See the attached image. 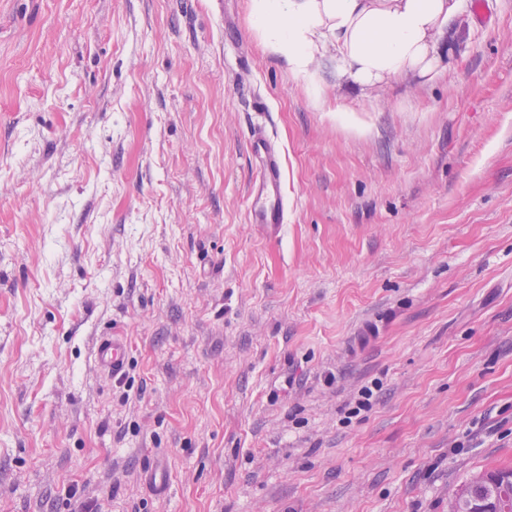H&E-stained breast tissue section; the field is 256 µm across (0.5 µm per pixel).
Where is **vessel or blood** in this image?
Masks as SVG:
<instances>
[{
    "label": "vessel or blood",
    "mask_w": 512,
    "mask_h": 512,
    "mask_svg": "<svg viewBox=\"0 0 512 512\" xmlns=\"http://www.w3.org/2000/svg\"><path fill=\"white\" fill-rule=\"evenodd\" d=\"M251 152L255 173L249 195L248 221L273 237L288 221L280 149L266 128L260 127L252 135ZM127 355L128 345L123 337L103 336L95 344L93 361L102 372L116 376L122 373Z\"/></svg>",
    "instance_id": "vessel-or-blood-1"
}]
</instances>
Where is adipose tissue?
Returning a JSON list of instances; mask_svg holds the SVG:
<instances>
[{
    "label": "adipose tissue",
    "instance_id": "1",
    "mask_svg": "<svg viewBox=\"0 0 512 512\" xmlns=\"http://www.w3.org/2000/svg\"><path fill=\"white\" fill-rule=\"evenodd\" d=\"M251 14L294 73L331 46L340 81L364 89L433 74L461 0H251Z\"/></svg>",
    "mask_w": 512,
    "mask_h": 512
}]
</instances>
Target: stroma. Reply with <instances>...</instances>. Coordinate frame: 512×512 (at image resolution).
I'll use <instances>...</instances> for the list:
<instances>
[{"instance_id": "1", "label": "stroma", "mask_w": 512, "mask_h": 512, "mask_svg": "<svg viewBox=\"0 0 512 512\" xmlns=\"http://www.w3.org/2000/svg\"><path fill=\"white\" fill-rule=\"evenodd\" d=\"M448 44L349 89L250 0H0V512H448L512 469V0ZM251 152L255 173L251 183L248 222L275 237L288 222L287 196L280 149L265 127L254 130ZM127 355L128 345L122 336H102L95 344L93 362L113 377L122 373Z\"/></svg>"}]
</instances>
